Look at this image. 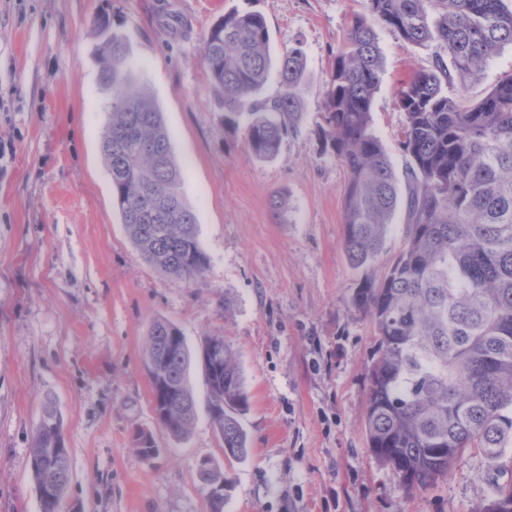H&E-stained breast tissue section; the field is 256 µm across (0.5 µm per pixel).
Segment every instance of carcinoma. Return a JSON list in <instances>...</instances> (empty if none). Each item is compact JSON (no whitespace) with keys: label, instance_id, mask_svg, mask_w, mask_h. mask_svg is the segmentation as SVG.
<instances>
[{"label":"carcinoma","instance_id":"cac0c4a2","mask_svg":"<svg viewBox=\"0 0 512 512\" xmlns=\"http://www.w3.org/2000/svg\"><path fill=\"white\" fill-rule=\"evenodd\" d=\"M333 54L320 128L322 150L343 164V245L361 270L350 304L373 321L377 348L367 373L362 428L370 453L409 491L435 484L474 449L495 464L512 443V71L476 102L463 94L480 81L501 45L512 43L507 0H367ZM97 60L112 91L102 156L126 234L164 274L195 280L209 266L196 216L182 190L179 162L163 112L127 69L129 44L95 20ZM410 46L430 49L432 64L398 90L407 158L397 176L372 128L381 82L375 26ZM269 32L259 13H228L201 46L224 125L245 115L244 143L258 160L273 158L301 124L306 61L301 46L277 66L279 93L258 97L271 68ZM462 94L448 96V87ZM405 189L407 231L395 260L375 263ZM209 390L207 413L224 457L248 452L242 425L250 403L237 355L222 336L200 351ZM192 357L182 330L157 319L146 342L157 423L186 437L196 420L187 369ZM143 460L159 451L153 435L135 434ZM39 512H57L71 479L61 416L47 399L31 448ZM197 480L210 512H224V467L204 459ZM478 512H512V482L497 483Z\"/></svg>","mask_w":512,"mask_h":512}]
</instances>
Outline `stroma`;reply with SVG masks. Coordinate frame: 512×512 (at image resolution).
<instances>
[{
	"mask_svg": "<svg viewBox=\"0 0 512 512\" xmlns=\"http://www.w3.org/2000/svg\"><path fill=\"white\" fill-rule=\"evenodd\" d=\"M366 0H0V512H39L33 438L54 397L71 450L60 512H208L203 459L231 480L224 512H475L497 465L466 452L446 480L407 492L367 449L370 318L349 300L359 275L343 248L346 170L323 154L331 52ZM108 11L128 65L158 101L183 193L210 259L197 280L171 279L139 255L112 203L101 140L94 17ZM263 15L272 57L301 46L302 120L269 161L225 128L200 58L203 36L230 12ZM383 58L372 126L395 171L404 114L397 90L428 68L427 49L377 26ZM284 196L286 213L272 209ZM164 318L193 353L198 405L208 387L204 337L236 351L250 398L246 461L224 458L206 412L186 439L157 424L143 352ZM152 432L149 461L133 443Z\"/></svg>",
	"mask_w": 512,
	"mask_h": 512,
	"instance_id": "stroma-1",
	"label": "stroma"
}]
</instances>
